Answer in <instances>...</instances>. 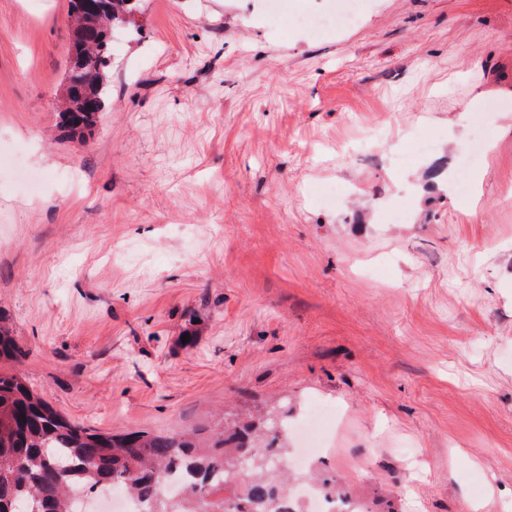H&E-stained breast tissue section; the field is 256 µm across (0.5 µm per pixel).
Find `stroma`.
<instances>
[{"instance_id":"obj_1","label":"stroma","mask_w":512,"mask_h":512,"mask_svg":"<svg viewBox=\"0 0 512 512\" xmlns=\"http://www.w3.org/2000/svg\"><path fill=\"white\" fill-rule=\"evenodd\" d=\"M70 16L0 0V311L32 389L95 432L332 408L322 470L371 512H512V0H363L318 34L138 0L81 146Z\"/></svg>"}]
</instances>
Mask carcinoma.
<instances>
[{
	"label": "carcinoma",
	"mask_w": 512,
	"mask_h": 512,
	"mask_svg": "<svg viewBox=\"0 0 512 512\" xmlns=\"http://www.w3.org/2000/svg\"><path fill=\"white\" fill-rule=\"evenodd\" d=\"M103 27L72 34L70 54L79 72L60 113L70 137L82 141L97 123L108 94L110 38ZM24 353L0 317V360L19 364ZM288 411L270 406L258 417L224 418L207 439L189 434L132 431L97 433L74 424L36 396L19 372H0V512H74L86 492L115 486L146 505V512H265L286 499L288 470L277 467L273 443ZM188 471L181 499L163 487L171 473ZM241 476L225 486L224 476Z\"/></svg>",
	"instance_id": "1"
}]
</instances>
